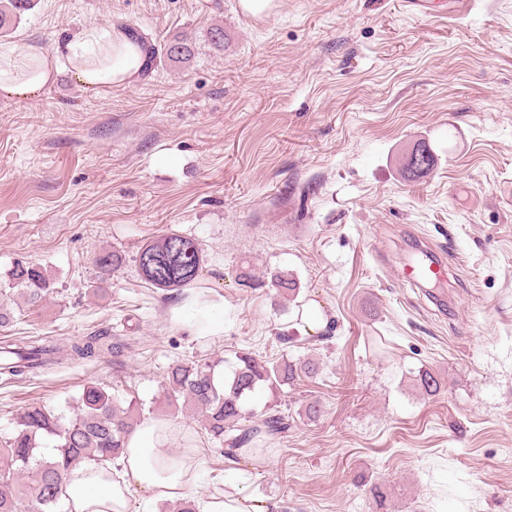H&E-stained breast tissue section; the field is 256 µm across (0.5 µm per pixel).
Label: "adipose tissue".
<instances>
[{
    "label": "adipose tissue",
    "mask_w": 512,
    "mask_h": 512,
    "mask_svg": "<svg viewBox=\"0 0 512 512\" xmlns=\"http://www.w3.org/2000/svg\"><path fill=\"white\" fill-rule=\"evenodd\" d=\"M73 77L99 92L132 84L146 60L141 49L115 28H90L70 40L63 51ZM48 57L28 52L0 56V96L34 100L51 83ZM198 448L181 447L166 421L143 420L127 438L126 449L103 479L94 465L81 464L67 477L66 512H134L137 500L179 498L199 475Z\"/></svg>",
    "instance_id": "ef3b65f1"
}]
</instances>
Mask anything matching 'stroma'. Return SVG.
Masks as SVG:
<instances>
[{
  "instance_id": "1",
  "label": "stroma",
  "mask_w": 512,
  "mask_h": 512,
  "mask_svg": "<svg viewBox=\"0 0 512 512\" xmlns=\"http://www.w3.org/2000/svg\"><path fill=\"white\" fill-rule=\"evenodd\" d=\"M473 2L454 16L434 0L422 16L403 0H279L249 22L235 0H35L0 49L112 26L158 54L126 87L90 92L64 65L39 99L0 97V274L22 260L56 282L41 305H12L13 334L64 350L102 330L118 344L0 380V436L29 406L74 405L89 382L165 417L176 359L309 358L316 374L252 401L294 416L269 456L228 458L200 419L174 415L202 448L194 502L221 487L279 512H512V0ZM175 40L192 44L187 60L163 55ZM420 141L434 166L409 181L399 159ZM168 230L206 255L198 288L171 299L133 262ZM415 244L447 260L445 306L397 278ZM104 249L127 258L107 276ZM245 261L292 273L296 302L238 286ZM310 300L325 336L294 317ZM196 301L223 330L199 335ZM376 333L391 354L368 351ZM425 368L436 396L415 384Z\"/></svg>"
}]
</instances>
